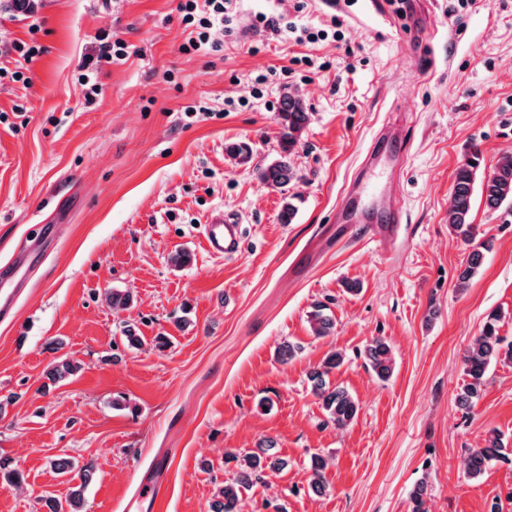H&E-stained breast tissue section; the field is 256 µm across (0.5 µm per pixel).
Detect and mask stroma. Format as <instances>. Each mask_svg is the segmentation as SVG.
Listing matches in <instances>:
<instances>
[{
  "mask_svg": "<svg viewBox=\"0 0 512 512\" xmlns=\"http://www.w3.org/2000/svg\"><path fill=\"white\" fill-rule=\"evenodd\" d=\"M407 2L236 0L233 35L190 54L178 0L0 8V65L14 68V43L43 49L28 83L0 80V263L35 225L57 227L14 319L0 323V459L25 477L0 482V512H40L45 493L65 498L68 477L47 464L60 454L96 465L85 512H127L155 468L162 490L138 512H209L235 474L226 454L264 439L287 466L244 492L242 512H410L423 479L430 512H488L495 499L512 512V461H491L478 481L464 467L490 431L512 448V361L492 364L472 409L456 401L489 312H501L500 334L512 342V223L474 199L471 222L492 247L464 289L469 247L447 223L457 166L480 150L483 178L512 151V0H474L459 16L452 0H427L419 21ZM259 15L286 27L256 29ZM103 29L128 54L101 64L89 101L80 66ZM317 30L325 38L309 42ZM287 86L312 117L292 158L300 179L280 191L256 169L278 149ZM199 103L213 117L186 116ZM400 112L409 153L390 183L401 236L337 239L346 186ZM239 141L252 148L250 164L225 152ZM287 194L300 197L290 224L279 220ZM216 208L246 228L231 259L208 256L197 232ZM181 250L191 261L177 268L170 257ZM350 281L360 293L346 292ZM114 289L132 294L128 310L107 304ZM318 302L336 319L324 338L308 323ZM128 324L142 345L127 346ZM377 336L394 356L385 381L362 356ZM286 341L302 350L281 362ZM333 349L345 362L330 380L360 406L343 429L308 380ZM61 358L80 370L50 381ZM316 453L331 459L322 496L307 484Z\"/></svg>",
  "mask_w": 512,
  "mask_h": 512,
  "instance_id": "stroma-1",
  "label": "stroma"
}]
</instances>
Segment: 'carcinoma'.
I'll return each instance as SVG.
<instances>
[{"mask_svg":"<svg viewBox=\"0 0 512 512\" xmlns=\"http://www.w3.org/2000/svg\"><path fill=\"white\" fill-rule=\"evenodd\" d=\"M282 127L278 157L270 164L257 168V177L265 185L274 189H282L298 180L291 156L299 144L301 135L310 120L306 104L300 94L285 88L280 94L278 112ZM227 154L238 164H247L251 160L252 150L248 143H232L227 147ZM480 166V154L475 151L455 170L448 207V228L455 238L472 245L465 266L458 275V286L465 288L478 273L484 261V250L487 243H474L475 228L470 222L474 200V191L480 190L485 206L491 210L507 207L512 210V157L503 156L487 177L476 181V173ZM502 315L498 311L490 312L472 346L464 357L467 380L459 388L456 400L463 406L473 407L481 398L485 386V378L489 366L501 359L512 360V342L506 344L499 334V323ZM313 334L320 338L331 335L335 326L333 318L324 312V306L317 304L309 313L308 318ZM365 364L381 380L390 378L393 372V353L389 343L382 337L373 338L363 350ZM344 363L341 352L333 350L322 364L311 371L309 381L311 391L321 402L327 413L328 420L338 428L349 426L357 417L358 403L343 387L334 385L329 375ZM271 441L259 445L256 451H244L228 454V460L235 463L236 477L224 482L219 487L210 512H241V500L244 490L262 481L269 472L283 469L285 462L269 453ZM508 453L502 438L495 432L488 433L485 445L470 450L466 460L467 476L472 480L483 477L489 463ZM54 471L62 476L72 472L80 480V484L72 487L68 497L61 500L51 494L39 498L46 512H83L84 490L92 480L96 467L93 461L81 466L72 458L57 456L49 460ZM329 460L320 454L311 457L308 485L317 496L328 491L324 470ZM428 485L422 480L410 493V512H429L427 506Z\"/></svg>","mask_w":512,"mask_h":512,"instance_id":"carcinoma-1","label":"carcinoma"}]
</instances>
